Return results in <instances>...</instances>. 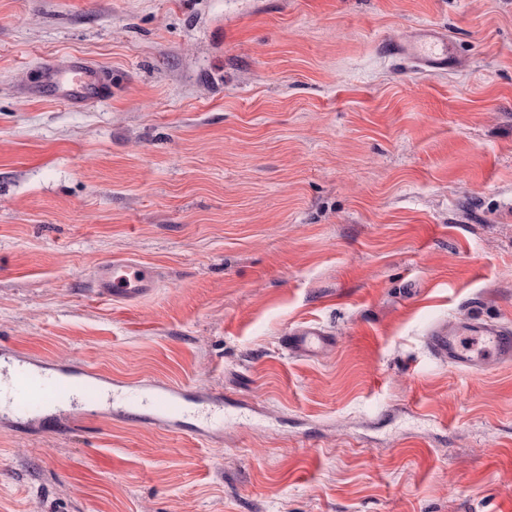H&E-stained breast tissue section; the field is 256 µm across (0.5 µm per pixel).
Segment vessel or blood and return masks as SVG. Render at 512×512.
Returning <instances> with one entry per match:
<instances>
[{
    "label": "vessel or blood",
    "mask_w": 512,
    "mask_h": 512,
    "mask_svg": "<svg viewBox=\"0 0 512 512\" xmlns=\"http://www.w3.org/2000/svg\"><path fill=\"white\" fill-rule=\"evenodd\" d=\"M391 56L416 68L438 72L455 68V44L446 32L421 25L403 41L390 43ZM40 91L69 105L102 102L112 87L97 69L76 61L63 69L50 68ZM154 268L137 262L112 260L93 268L91 289L101 299L133 301L155 287ZM333 342L327 331L315 325L301 326L284 336L285 349L316 356ZM429 352L438 360L473 372L512 362V328L478 318L433 324L426 337ZM51 388L58 403L54 414L34 413L31 397ZM224 409L222 394L188 385L123 383L84 365L51 364L15 348L0 350V421L29 428L46 425L65 429L76 418L111 413L113 418L155 427L182 425L186 416L200 417L211 428Z\"/></svg>",
    "instance_id": "1"
}]
</instances>
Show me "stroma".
I'll list each match as a JSON object with an SVG mask.
<instances>
[{"label": "stroma", "instance_id": "1", "mask_svg": "<svg viewBox=\"0 0 512 512\" xmlns=\"http://www.w3.org/2000/svg\"><path fill=\"white\" fill-rule=\"evenodd\" d=\"M422 23L458 68L388 56ZM74 55L109 101L36 95ZM472 314L512 326V0H0V345L228 414L0 423V512H512V365L425 344ZM156 280L151 266L113 259L94 266L91 289L98 298L129 302L149 294ZM283 346L307 357H314L333 343L328 332L315 325L300 326L283 337Z\"/></svg>", "mask_w": 512, "mask_h": 512}]
</instances>
